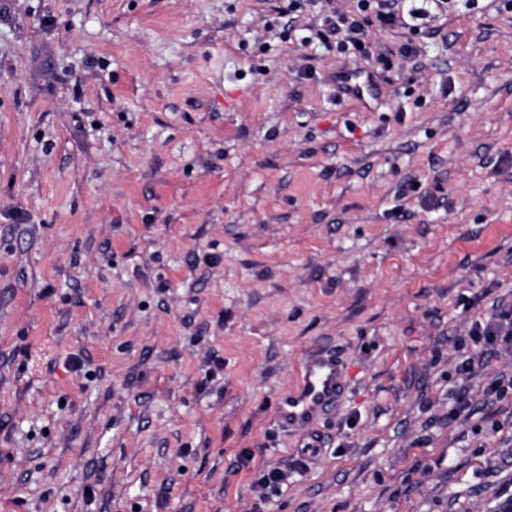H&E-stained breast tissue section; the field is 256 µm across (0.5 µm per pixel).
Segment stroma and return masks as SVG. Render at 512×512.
Returning <instances> with one entry per match:
<instances>
[{"label":"stroma","instance_id":"stroma-1","mask_svg":"<svg viewBox=\"0 0 512 512\" xmlns=\"http://www.w3.org/2000/svg\"><path fill=\"white\" fill-rule=\"evenodd\" d=\"M280 4L0 0V512L512 504V350L457 351L512 302V9L398 0L383 71L309 28L356 0ZM315 350L345 394L298 471ZM344 388L339 360L332 354L315 351L301 364L297 387L280 398L276 418L288 430L308 437V452H319L323 441L318 434L310 433L309 428L322 414L336 406ZM288 480V468L280 467L267 468L255 482L254 488L259 498L269 500L272 495H276L282 489V486Z\"/></svg>","mask_w":512,"mask_h":512}]
</instances>
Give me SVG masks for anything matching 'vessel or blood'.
<instances>
[{"label":"vessel or blood","mask_w":512,"mask_h":512,"mask_svg":"<svg viewBox=\"0 0 512 512\" xmlns=\"http://www.w3.org/2000/svg\"><path fill=\"white\" fill-rule=\"evenodd\" d=\"M344 388L339 360L320 350L313 352L300 366L296 388L280 398L276 418L288 430L307 435L309 449L320 450L323 441L319 435L310 433L309 428L336 405Z\"/></svg>","instance_id":"vessel-or-blood-1"}]
</instances>
